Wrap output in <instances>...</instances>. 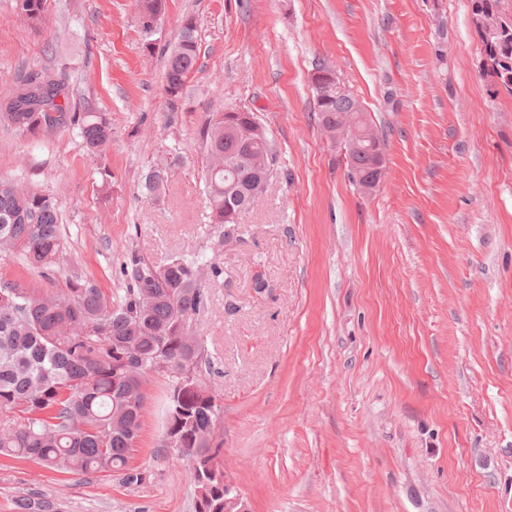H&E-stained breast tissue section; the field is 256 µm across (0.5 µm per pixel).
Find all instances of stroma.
<instances>
[{"label":"stroma","mask_w":512,"mask_h":512,"mask_svg":"<svg viewBox=\"0 0 512 512\" xmlns=\"http://www.w3.org/2000/svg\"><path fill=\"white\" fill-rule=\"evenodd\" d=\"M46 15L36 30L0 0V100L28 72H65L72 111L105 113L112 143L93 157L78 128L0 126V177L57 200L69 257L45 275L4 254L0 277L56 292L78 270L117 298L129 252L219 264L195 323L249 512H512V95L480 70L470 0H166L150 36L135 0H46ZM189 16L199 58L173 101L166 60ZM319 61L385 137L370 194L318 124ZM238 109L277 161L228 243L198 131ZM166 386L146 384L139 486L22 463L0 468V512L32 492L61 512H194L189 464L162 441Z\"/></svg>","instance_id":"35a3bbf8"}]
</instances>
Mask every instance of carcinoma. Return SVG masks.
<instances>
[{
	"instance_id": "carcinoma-1",
	"label": "carcinoma",
	"mask_w": 512,
	"mask_h": 512,
	"mask_svg": "<svg viewBox=\"0 0 512 512\" xmlns=\"http://www.w3.org/2000/svg\"><path fill=\"white\" fill-rule=\"evenodd\" d=\"M33 27L45 23L46 0H16ZM472 20L483 45L482 69L492 84L512 93V17L499 0H470ZM182 26L166 64L165 90L181 96L199 50L197 24ZM321 90L314 91V112L323 132L345 125L353 130L345 147L348 175L357 185L377 187L385 163V140L362 102L340 84L335 70L313 68ZM42 78L28 73L0 106V120L36 137L69 125L81 130L89 154L101 156L112 142V124L99 112H72L74 89L60 73L56 95L32 99L21 94ZM247 112L205 115L199 137L205 151L203 178L208 223L226 239L239 237L240 222L224 219L226 207L246 211L259 205L273 166L257 169L259 154L275 161L268 136L249 134ZM168 172L149 170L145 193L165 189ZM17 253L32 266L64 264L58 207L49 195L0 179V253ZM218 266L175 257L154 266L132 252L123 264L124 295L116 300L92 280L76 274L60 293H35L19 281L0 279V467L32 461L51 474L114 473L122 484L142 483L144 470L131 464L142 425L144 399L134 393L164 355L174 370L191 368V378H167L165 432L191 462L190 479L199 499L196 512H224V471L214 464L222 455L215 439L222 405L204 377L211 362L201 339L190 340L192 325L207 296L203 281ZM17 512H59L37 494L16 501Z\"/></svg>"
}]
</instances>
